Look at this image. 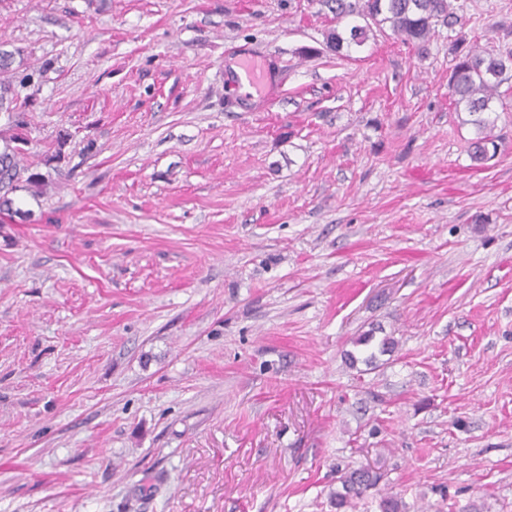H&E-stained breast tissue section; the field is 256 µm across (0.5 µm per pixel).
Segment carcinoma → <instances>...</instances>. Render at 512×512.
Wrapping results in <instances>:
<instances>
[{"label":"carcinoma","mask_w":512,"mask_h":512,"mask_svg":"<svg viewBox=\"0 0 512 512\" xmlns=\"http://www.w3.org/2000/svg\"><path fill=\"white\" fill-rule=\"evenodd\" d=\"M453 0H327L329 9L336 15V28L326 35V47L336 54L351 46H360L367 39V27L345 25L349 17L372 21L377 26L389 25L405 41L421 44L428 40L431 31L441 23L453 27L461 21L452 7ZM512 70V52L505 55L480 46L455 57L448 80L450 97L456 109L471 116L469 124L476 130L472 142L474 161L484 163L497 154L498 144L492 134L493 103L499 98V87L504 76ZM17 94L13 82L0 81V112L8 114L16 132L3 141L0 148V213L19 215L14 208V195L30 192L45 181L41 173L29 171L20 165L27 153L28 139L19 132L24 126V114L17 111ZM341 490L336 492L334 506L337 512H346L352 500L374 487L377 475L365 467L349 468L340 473Z\"/></svg>","instance_id":"carcinoma-1"}]
</instances>
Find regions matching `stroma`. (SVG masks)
Returning <instances> with one entry per match:
<instances>
[{
	"label": "stroma",
	"instance_id": "obj_1",
	"mask_svg": "<svg viewBox=\"0 0 512 512\" xmlns=\"http://www.w3.org/2000/svg\"><path fill=\"white\" fill-rule=\"evenodd\" d=\"M455 2L341 56L323 0H0L48 177L0 224V512H336L366 463L351 512H512V79L482 164L448 94L512 0ZM340 473L338 481L341 483L342 491H336L334 497V506L336 511H347L352 507V500L361 496L364 492L374 487L378 482V477L371 470L365 467L348 468Z\"/></svg>",
	"mask_w": 512,
	"mask_h": 512
}]
</instances>
